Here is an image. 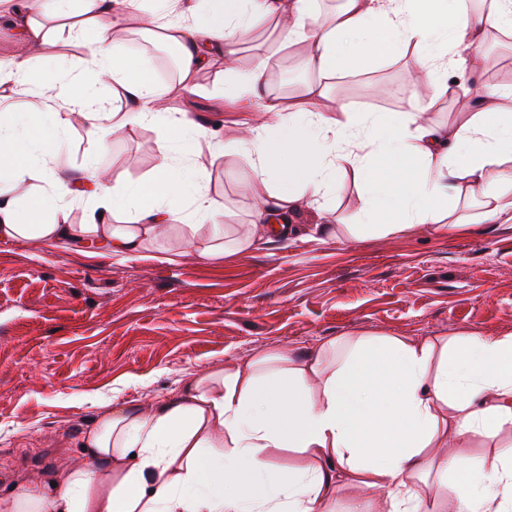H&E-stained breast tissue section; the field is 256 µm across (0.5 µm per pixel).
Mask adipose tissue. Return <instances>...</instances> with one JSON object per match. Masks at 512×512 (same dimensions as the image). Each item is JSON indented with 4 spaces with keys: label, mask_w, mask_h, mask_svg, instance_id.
Returning a JSON list of instances; mask_svg holds the SVG:
<instances>
[{
    "label": "adipose tissue",
    "mask_w": 512,
    "mask_h": 512,
    "mask_svg": "<svg viewBox=\"0 0 512 512\" xmlns=\"http://www.w3.org/2000/svg\"><path fill=\"white\" fill-rule=\"evenodd\" d=\"M457 2L344 0L323 16L315 0H0V17L19 33L18 51L0 61V84L37 95L53 116L35 140L0 118V238L80 239L128 256L187 222L206 234L198 255L219 257L287 236L300 210L328 209L348 168L365 186L364 230L453 233L449 205L464 194L480 202L483 222L512 219V85L485 86L480 50L487 36L512 34V0L480 12ZM137 9L175 50L176 85H158L146 58L130 64L111 44L110 30ZM47 17L56 29L45 27ZM268 24L274 51L304 48L309 78L289 95L272 90L267 55L247 70L234 66L241 44ZM376 27L394 52L413 53L416 78L433 86V99L409 96L406 110L392 114L329 115L326 79L363 61ZM91 33L82 78L70 76L65 56L36 61L26 53L55 34L81 42ZM218 56L228 65L224 93L250 100L263 117L246 136L212 146L219 156L245 155L251 171L252 227L229 244L204 170L174 162L195 153L197 126L161 106L193 89ZM452 69L460 81L449 82ZM98 82L119 88V105L97 96ZM441 98L461 111L454 128L426 118ZM76 115L102 151L127 127L160 124L152 175L121 187L89 162L53 172L51 189L28 194ZM71 185L92 205L88 223L68 221L61 191ZM127 201L138 208L135 223H107ZM478 438L490 440V454L441 451L448 440ZM85 448L87 465L54 485L17 486L0 512H335L341 490L349 493L344 512H512V334H359L303 357L271 350L194 376L149 407L104 412Z\"/></svg>",
    "instance_id": "1"
}]
</instances>
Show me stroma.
<instances>
[{"instance_id":"35a3bbf8","label":"stroma","mask_w":512,"mask_h":512,"mask_svg":"<svg viewBox=\"0 0 512 512\" xmlns=\"http://www.w3.org/2000/svg\"><path fill=\"white\" fill-rule=\"evenodd\" d=\"M370 43L364 63L330 85L326 110L400 112L409 93L432 98L431 85L412 82L411 54H390L383 29ZM483 51L484 82L512 85V39ZM224 81L218 57L165 107L198 124L194 161L234 238L248 231L255 203L248 163L214 156L209 142L251 123L253 110L218 96ZM157 133L129 127L102 153L77 117L56 161H96L112 183L130 186L152 173ZM362 192L353 174L342 177L331 200L341 218L335 237L314 239V219L303 214L288 238L214 259L193 254L182 225L123 260L76 242L0 240V500L18 481L59 479L83 462L81 444L107 408L148 404L214 367L273 349L304 354L350 334L512 333V221L478 222L463 196L453 204L458 233L360 232Z\"/></svg>"}]
</instances>
